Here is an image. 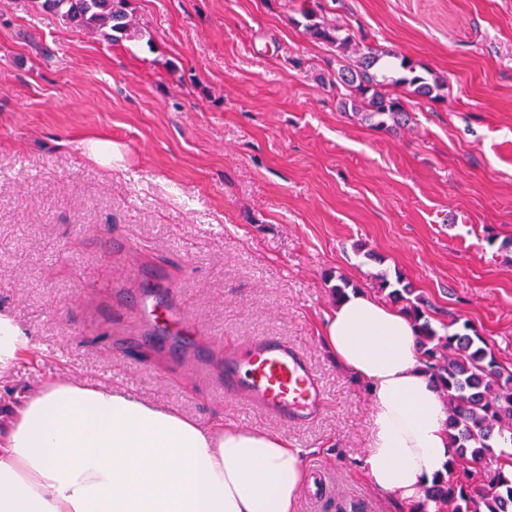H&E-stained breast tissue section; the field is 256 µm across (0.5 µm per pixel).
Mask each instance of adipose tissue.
I'll return each mask as SVG.
<instances>
[{"instance_id":"obj_1","label":"adipose tissue","mask_w":512,"mask_h":512,"mask_svg":"<svg viewBox=\"0 0 512 512\" xmlns=\"http://www.w3.org/2000/svg\"><path fill=\"white\" fill-rule=\"evenodd\" d=\"M331 356L369 386L372 485L414 503L452 459L446 403L410 319L362 290L326 314ZM307 470L278 434L61 380L30 394L0 435V512H296Z\"/></svg>"}]
</instances>
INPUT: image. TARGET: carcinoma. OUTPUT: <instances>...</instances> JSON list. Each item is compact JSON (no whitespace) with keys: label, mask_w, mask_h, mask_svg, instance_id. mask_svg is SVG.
Instances as JSON below:
<instances>
[{"label":"carcinoma","mask_w":512,"mask_h":512,"mask_svg":"<svg viewBox=\"0 0 512 512\" xmlns=\"http://www.w3.org/2000/svg\"><path fill=\"white\" fill-rule=\"evenodd\" d=\"M64 23L111 43L130 40L141 34L139 23L129 12V0H43ZM306 33L316 42L356 60L339 66L336 89L342 102H351L362 120L377 128L399 126L409 113L402 100L385 91L389 85L411 88L419 97L432 98L438 83L415 74V66L396 52H383L356 42L350 30L316 21L317 12L302 10ZM378 287L388 291L393 302L405 303L406 315L419 331L421 348L428 369L448 403V428L454 456L483 459L499 449V456L512 459V371L503 368L491 345L481 336L461 331L435 329L426 316L424 300H410L414 289L398 278L390 281L377 276ZM450 512H512V474L499 469L481 488L473 485L469 471L452 466L425 490L424 499L410 512H426L427 502Z\"/></svg>","instance_id":"cac0c4a2"}]
</instances>
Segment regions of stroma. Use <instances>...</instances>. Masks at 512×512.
<instances>
[{"label":"stroma","mask_w":512,"mask_h":512,"mask_svg":"<svg viewBox=\"0 0 512 512\" xmlns=\"http://www.w3.org/2000/svg\"><path fill=\"white\" fill-rule=\"evenodd\" d=\"M362 43L439 80L396 87L406 125L344 109L336 53L303 0H130L142 35L110 43L31 0H0V317L28 349L0 378V424L60 377L113 385L202 423L278 433L321 496L296 512H409L360 468L365 382L321 340L331 287L409 281L434 327L459 318L512 369V0H319ZM115 146L101 164L89 146ZM160 274L225 347L299 346L323 410L281 423L225 398L136 320L77 301Z\"/></svg>","instance_id":"1"}]
</instances>
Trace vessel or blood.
<instances>
[{
  "label": "vessel or blood",
  "instance_id": "vessel-or-blood-1",
  "mask_svg": "<svg viewBox=\"0 0 512 512\" xmlns=\"http://www.w3.org/2000/svg\"><path fill=\"white\" fill-rule=\"evenodd\" d=\"M137 305L144 335L176 344L198 332L186 305L167 291L139 292ZM224 392L281 421L305 419L324 400L304 352L276 336L245 338L225 352Z\"/></svg>",
  "mask_w": 512,
  "mask_h": 512
}]
</instances>
